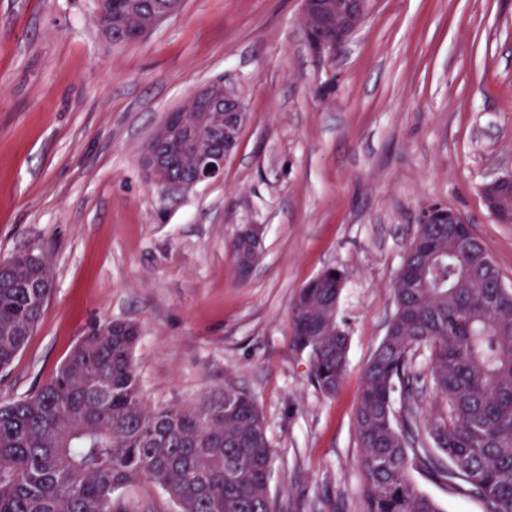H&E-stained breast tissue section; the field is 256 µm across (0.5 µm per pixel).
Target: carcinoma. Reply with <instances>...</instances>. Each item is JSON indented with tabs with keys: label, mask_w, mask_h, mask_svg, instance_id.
<instances>
[{
	"label": "carcinoma",
	"mask_w": 512,
	"mask_h": 512,
	"mask_svg": "<svg viewBox=\"0 0 512 512\" xmlns=\"http://www.w3.org/2000/svg\"><path fill=\"white\" fill-rule=\"evenodd\" d=\"M512 216V192L494 207ZM239 267L259 249L236 237ZM343 276L328 269L298 294L292 345L309 355L324 394L338 390L348 337L337 309ZM392 288L396 310L368 361L354 411L367 512H441L414 485L421 469L512 512V289L461 224H419ZM53 274L33 251L0 264V373L37 327ZM140 330L120 320L95 326L36 392L0 399V512H125L114 494L142 480L179 512H276L264 420L235 388L189 407H151L134 360ZM424 348L430 363L415 370ZM445 407L425 425L417 398ZM403 398L395 407L394 394Z\"/></svg>",
	"instance_id": "obj_1"
}]
</instances>
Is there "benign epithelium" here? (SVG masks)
Wrapping results in <instances>:
<instances>
[{"label": "benign epithelium", "instance_id": "7a95c632", "mask_svg": "<svg viewBox=\"0 0 512 512\" xmlns=\"http://www.w3.org/2000/svg\"><path fill=\"white\" fill-rule=\"evenodd\" d=\"M378 0H303L302 26L311 51L320 57H334L374 12ZM179 0H169L166 8L141 17L133 29L139 38L159 20L179 10ZM189 112L207 114L205 126L187 116L175 126L162 122L145 148L141 163L147 178L159 185L161 193L174 197L224 177V166L235 154L238 132L246 120L245 106L236 93L222 83L210 84L191 96ZM179 143L191 161L190 178L169 180L166 148ZM421 224H463L458 213L439 204H428L420 212Z\"/></svg>", "mask_w": 512, "mask_h": 512}]
</instances>
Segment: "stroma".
<instances>
[{"label": "stroma", "mask_w": 512, "mask_h": 512, "mask_svg": "<svg viewBox=\"0 0 512 512\" xmlns=\"http://www.w3.org/2000/svg\"><path fill=\"white\" fill-rule=\"evenodd\" d=\"M301 0H184L116 45L95 0H0V259L32 250L54 290L0 397L54 376L95 325L129 320L146 403L249 392L272 455L278 512H365L354 409L395 312L392 282L422 207L460 214L512 288V225L481 193L512 173V0H380L333 58L315 56ZM222 81L247 113L218 182L174 199L140 156L165 116ZM261 229L241 277L230 242ZM343 275L349 337L334 395L292 346L293 303ZM442 512L483 502L416 470ZM134 512H175L148 482Z\"/></svg>", "instance_id": "1"}]
</instances>
